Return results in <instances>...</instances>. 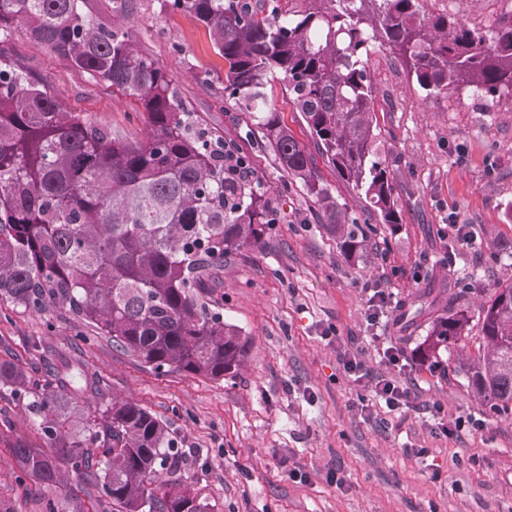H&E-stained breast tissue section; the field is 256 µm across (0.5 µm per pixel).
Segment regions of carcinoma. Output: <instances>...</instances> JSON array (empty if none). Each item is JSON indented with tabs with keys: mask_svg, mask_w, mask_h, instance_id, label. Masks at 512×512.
Listing matches in <instances>:
<instances>
[{
	"mask_svg": "<svg viewBox=\"0 0 512 512\" xmlns=\"http://www.w3.org/2000/svg\"><path fill=\"white\" fill-rule=\"evenodd\" d=\"M208 29L224 58V92L242 105L261 147L302 183L340 250L359 258L378 228L401 215L374 133L370 53L385 49L429 96L466 91L512 99V19L481 32L425 9L426 0H309L284 14L275 0H166ZM113 14L135 0H0V302L40 313L62 307L158 376L220 380L245 364L250 338L198 302L224 259L259 247L278 210L243 157L213 139L154 57ZM88 76L141 105L146 135L129 140L60 106L10 53L18 30ZM282 76L318 150L363 200L350 218L317 177L313 158L279 119L265 88ZM448 304L423 346L449 347L469 330ZM485 349L467 373L479 399L512 414V286L482 306ZM40 366L0 362L6 389L40 417L42 445L17 443L18 467L41 492L42 512H213L183 478L185 450L155 415L70 359ZM93 405L84 414L80 408ZM88 482L86 502L57 497L60 470Z\"/></svg>",
	"mask_w": 512,
	"mask_h": 512,
	"instance_id": "cac0c4a2",
	"label": "carcinoma"
}]
</instances>
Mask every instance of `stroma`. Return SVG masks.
I'll return each mask as SVG.
<instances>
[{
  "label": "stroma",
  "mask_w": 512,
  "mask_h": 512,
  "mask_svg": "<svg viewBox=\"0 0 512 512\" xmlns=\"http://www.w3.org/2000/svg\"><path fill=\"white\" fill-rule=\"evenodd\" d=\"M426 5L481 30L512 18V0ZM121 23L167 71L203 127L249 156L279 206L263 246L225 260L219 280L200 296L249 336V356L236 376L221 380L160 377L65 309L31 313L4 302L0 359L29 365L37 342L48 358L79 361L104 378L111 395L146 407L193 449L184 477L214 512H512V415L490 411L462 370L483 350L478 329L425 356V331L406 310L429 289L440 303L454 297L474 314L512 284V101L465 92L427 98L388 51L371 54L377 131L402 223L352 260L304 188L284 186L277 160L258 149L246 112L224 93V60L205 27L162 0H138ZM11 52L71 111L122 137L144 136L129 98L74 74L24 34ZM266 93L315 154L320 179L350 214L360 213L351 185L317 156L284 82L272 79ZM457 224L466 225L470 245L457 242ZM368 282L388 298L372 323ZM398 346L400 364H387L384 350ZM345 356L360 362L365 381L348 377ZM383 374L408 389L407 404L391 412L376 403L361 413L367 378ZM0 413L14 423L0 442V498L18 512H40L35 487L20 477L11 452L15 443H38L39 419L6 393ZM448 422L459 425L450 436L441 431ZM293 469L305 481L290 479Z\"/></svg>",
  "instance_id": "35a3bbf8"
}]
</instances>
